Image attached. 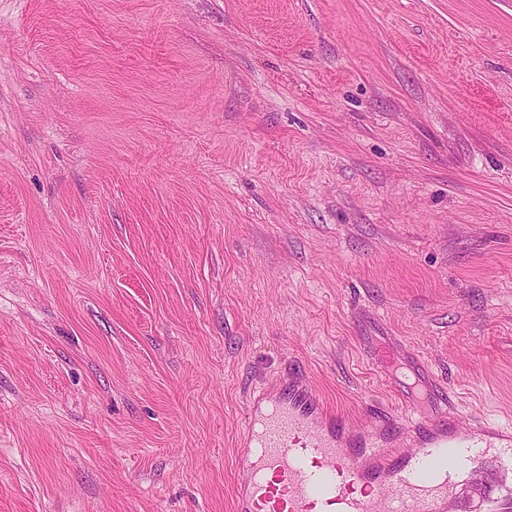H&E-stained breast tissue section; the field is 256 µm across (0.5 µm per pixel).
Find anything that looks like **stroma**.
<instances>
[{
    "label": "stroma",
    "mask_w": 512,
    "mask_h": 512,
    "mask_svg": "<svg viewBox=\"0 0 512 512\" xmlns=\"http://www.w3.org/2000/svg\"><path fill=\"white\" fill-rule=\"evenodd\" d=\"M383 351L512 428V0H0V512H234Z\"/></svg>",
    "instance_id": "stroma-1"
}]
</instances>
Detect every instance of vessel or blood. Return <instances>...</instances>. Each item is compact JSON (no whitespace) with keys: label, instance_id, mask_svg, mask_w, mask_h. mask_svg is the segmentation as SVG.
I'll list each match as a JSON object with an SVG mask.
<instances>
[{"label":"vessel or blood","instance_id":"1","mask_svg":"<svg viewBox=\"0 0 512 512\" xmlns=\"http://www.w3.org/2000/svg\"><path fill=\"white\" fill-rule=\"evenodd\" d=\"M248 418L237 512H448L485 449H498L499 467L512 469V430L451 415L419 419L415 451L389 456L400 416L350 430L298 376L275 397H254Z\"/></svg>","mask_w":512,"mask_h":512}]
</instances>
